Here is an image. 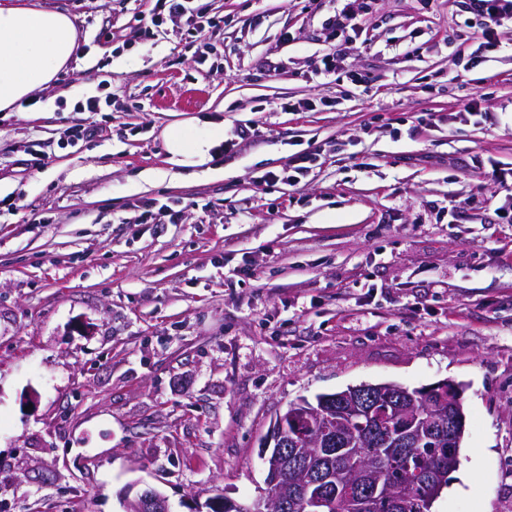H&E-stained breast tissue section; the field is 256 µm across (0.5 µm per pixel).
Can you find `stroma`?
<instances>
[{
	"label": "stroma",
	"instance_id": "stroma-1",
	"mask_svg": "<svg viewBox=\"0 0 512 512\" xmlns=\"http://www.w3.org/2000/svg\"><path fill=\"white\" fill-rule=\"evenodd\" d=\"M37 2L78 54L0 112V512L250 505L290 402L443 379L466 429L433 512H512V188L481 177L512 168V23L488 49L462 0H357L334 39L332 0H202L191 37L137 32L149 0ZM189 119L255 135L203 175L164 148ZM301 148L298 187L255 188ZM343 7L337 10L336 14L327 23L329 34L333 38L343 36L352 31L356 33L360 28V15L355 11L353 5L357 1H344ZM168 499L161 493L146 491L138 500L129 504L127 512H170Z\"/></svg>",
	"mask_w": 512,
	"mask_h": 512
}]
</instances>
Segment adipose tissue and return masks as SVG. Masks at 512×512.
Here are the masks:
<instances>
[{"instance_id": "obj_1", "label": "adipose tissue", "mask_w": 512, "mask_h": 512, "mask_svg": "<svg viewBox=\"0 0 512 512\" xmlns=\"http://www.w3.org/2000/svg\"><path fill=\"white\" fill-rule=\"evenodd\" d=\"M77 43V27L66 12L0 0V111L52 83ZM164 141L173 162L201 167L212 159L216 133L183 121L167 128Z\"/></svg>"}]
</instances>
